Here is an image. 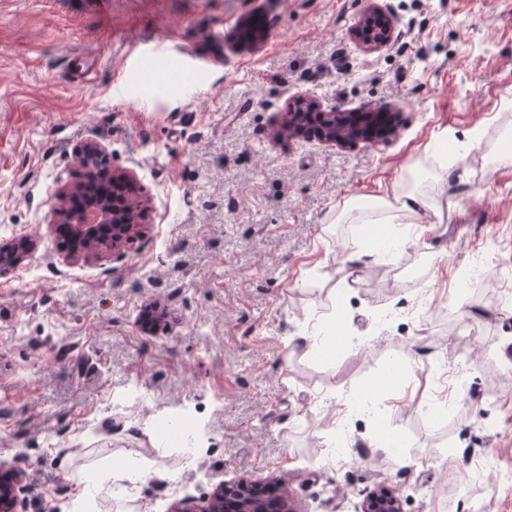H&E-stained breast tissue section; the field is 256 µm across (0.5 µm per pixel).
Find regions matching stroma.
Instances as JSON below:
<instances>
[{
	"instance_id": "1",
	"label": "stroma",
	"mask_w": 512,
	"mask_h": 512,
	"mask_svg": "<svg viewBox=\"0 0 512 512\" xmlns=\"http://www.w3.org/2000/svg\"><path fill=\"white\" fill-rule=\"evenodd\" d=\"M372 5L397 27L368 54L351 32ZM208 33L223 62L198 61ZM298 96L398 104L396 130L288 138ZM507 130L512 0H0V238L34 243L0 274V461L23 460L25 512H206L242 480L299 512H360L383 487L403 512H512ZM88 140L145 216L134 242L69 259L49 201ZM412 187L436 211L372 223ZM396 234L395 255L351 260ZM329 324L334 348L306 350ZM188 402L193 459L153 421ZM484 455L500 469L474 477ZM115 462L139 480L81 494Z\"/></svg>"
}]
</instances>
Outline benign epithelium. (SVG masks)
I'll return each mask as SVG.
<instances>
[{"label":"benign epithelium","instance_id":"1","mask_svg":"<svg viewBox=\"0 0 512 512\" xmlns=\"http://www.w3.org/2000/svg\"><path fill=\"white\" fill-rule=\"evenodd\" d=\"M396 24L392 15L373 8L365 13L359 26L352 31L364 51L375 53L385 49L393 40ZM319 112V137L339 147H350L360 141L375 139L378 123L390 118L387 112H342L336 108L325 110L320 103L308 99L283 110L282 129L291 137L306 131L301 108ZM106 147L94 140L80 144L76 155L90 161L106 156ZM80 195L84 203L75 208L72 200ZM51 223L65 225L68 235L70 258H90L97 254L104 236L112 239V248L132 241L139 235L138 204L130 200L122 205L115 202L109 187L95 180L89 172L86 180L76 186L58 192L50 203ZM31 241L24 239L0 241V269H8L22 263L29 252ZM0 512H24L21 490V461L11 466L0 464ZM208 512H297L290 499L281 493L268 496L262 486H250L244 482L221 483L216 487ZM361 512H401L397 492L368 495Z\"/></svg>","mask_w":512,"mask_h":512}]
</instances>
